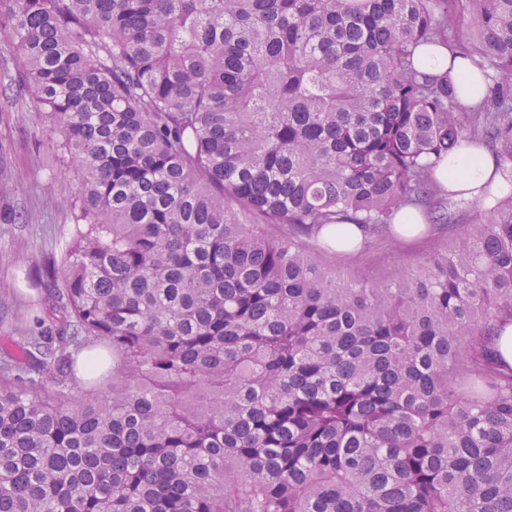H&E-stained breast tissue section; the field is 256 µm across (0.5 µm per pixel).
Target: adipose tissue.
I'll return each instance as SVG.
<instances>
[{
	"label": "adipose tissue",
	"instance_id": "ef3b65f1",
	"mask_svg": "<svg viewBox=\"0 0 512 512\" xmlns=\"http://www.w3.org/2000/svg\"><path fill=\"white\" fill-rule=\"evenodd\" d=\"M414 56L417 70L424 75L439 77L447 69L455 70L461 105L472 106L483 98L485 83L478 60L452 59L448 47L441 44L418 47ZM434 178L449 197L465 201L480 200L484 186L496 188L501 184L494 157L485 148L467 143L459 147L455 154L436 164Z\"/></svg>",
	"mask_w": 512,
	"mask_h": 512
}]
</instances>
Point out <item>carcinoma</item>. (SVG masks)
Here are the masks:
<instances>
[{
  "mask_svg": "<svg viewBox=\"0 0 512 512\" xmlns=\"http://www.w3.org/2000/svg\"><path fill=\"white\" fill-rule=\"evenodd\" d=\"M0 46L80 175L0 356V512H512V191L459 225L432 178L465 140L512 187V0H0ZM403 206L452 241L326 262ZM414 56L416 69L420 73L440 77L448 70L451 52L442 44L424 45L416 48ZM477 59H457L454 73L458 75V100L468 107L479 102L485 93L483 71ZM436 241L416 237L406 241L400 252L389 246L370 243L364 252L351 258H337L336 266L342 272H353L372 281H388L416 267L432 250Z\"/></svg>",
  "mask_w": 512,
  "mask_h": 512,
  "instance_id": "cac0c4a2",
  "label": "carcinoma"
}]
</instances>
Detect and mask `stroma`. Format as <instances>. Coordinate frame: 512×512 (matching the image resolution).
I'll use <instances>...</instances> for the list:
<instances>
[{"mask_svg": "<svg viewBox=\"0 0 512 512\" xmlns=\"http://www.w3.org/2000/svg\"><path fill=\"white\" fill-rule=\"evenodd\" d=\"M59 140L19 81L12 53L0 49V352L33 327L47 293L39 269L69 237L78 173L61 155ZM434 245V239L417 237L397 252L372 243L336 265L388 281L416 267Z\"/></svg>", "mask_w": 512, "mask_h": 512, "instance_id": "35a3bbf8", "label": "stroma"}]
</instances>
